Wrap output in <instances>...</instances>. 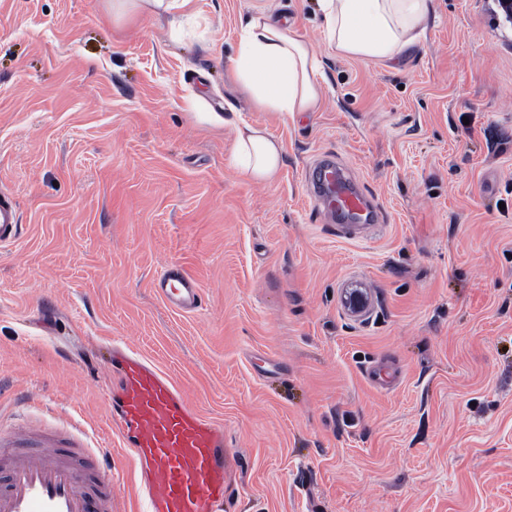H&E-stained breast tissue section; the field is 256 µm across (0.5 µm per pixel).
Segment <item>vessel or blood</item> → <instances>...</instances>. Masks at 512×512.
Segmentation results:
<instances>
[{
	"mask_svg": "<svg viewBox=\"0 0 512 512\" xmlns=\"http://www.w3.org/2000/svg\"><path fill=\"white\" fill-rule=\"evenodd\" d=\"M308 188L337 218L375 223L370 199L353 187L338 163H320ZM19 227L13 200L0 199V245L13 244ZM170 310L193 314L201 287L182 265L165 263L152 281ZM109 365L119 375L110 394L123 447L143 470L140 512H224V427L201 415L179 386L153 361L123 340H113ZM70 433L48 430L31 417L0 420V512H112V468L103 461L106 441L89 450Z\"/></svg>",
	"mask_w": 512,
	"mask_h": 512,
	"instance_id": "vessel-or-blood-1",
	"label": "vessel or blood"
}]
</instances>
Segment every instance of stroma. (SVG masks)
Returning a JSON list of instances; mask_svg holds the SVG:
<instances>
[{
    "mask_svg": "<svg viewBox=\"0 0 512 512\" xmlns=\"http://www.w3.org/2000/svg\"><path fill=\"white\" fill-rule=\"evenodd\" d=\"M261 3L321 60L319 111L256 110L227 78ZM434 10L419 45L366 62L337 57L317 0H196L178 35L104 0H0V195L20 221L0 419L25 405L106 438L112 512L138 482L102 358L122 337L223 423L230 512H512V22L497 0ZM242 123L282 142L274 182L230 166ZM325 153L380 223L324 217L304 173ZM169 261L199 312L152 290ZM157 297L170 310L181 314H194L201 308V287L182 265L165 263L152 281Z\"/></svg>",
    "mask_w": 512,
    "mask_h": 512,
    "instance_id": "1",
    "label": "stroma"
}]
</instances>
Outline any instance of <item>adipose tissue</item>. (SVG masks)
<instances>
[{"instance_id":"obj_1","label":"adipose tissue","mask_w":512,"mask_h":512,"mask_svg":"<svg viewBox=\"0 0 512 512\" xmlns=\"http://www.w3.org/2000/svg\"><path fill=\"white\" fill-rule=\"evenodd\" d=\"M327 42L337 56L387 61L421 42L433 0H317ZM112 19L138 13L167 16L179 25L194 12L195 0H109ZM231 80L252 105L265 112H315L324 99L321 63L303 36L274 20L270 10L256 11L241 27ZM282 145L264 128L236 126L230 163L253 182L276 179Z\"/></svg>"}]
</instances>
